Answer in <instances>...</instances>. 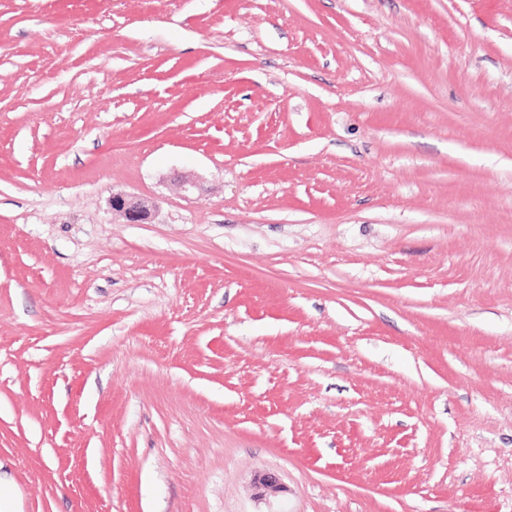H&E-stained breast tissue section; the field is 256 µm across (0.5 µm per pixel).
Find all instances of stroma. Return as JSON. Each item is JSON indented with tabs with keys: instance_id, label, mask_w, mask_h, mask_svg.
<instances>
[{
	"instance_id": "obj_1",
	"label": "stroma",
	"mask_w": 512,
	"mask_h": 512,
	"mask_svg": "<svg viewBox=\"0 0 512 512\" xmlns=\"http://www.w3.org/2000/svg\"><path fill=\"white\" fill-rule=\"evenodd\" d=\"M0 512H512V0H0ZM112 210L123 213L132 223H146L152 215L151 206L143 199L126 194L112 195Z\"/></svg>"
}]
</instances>
